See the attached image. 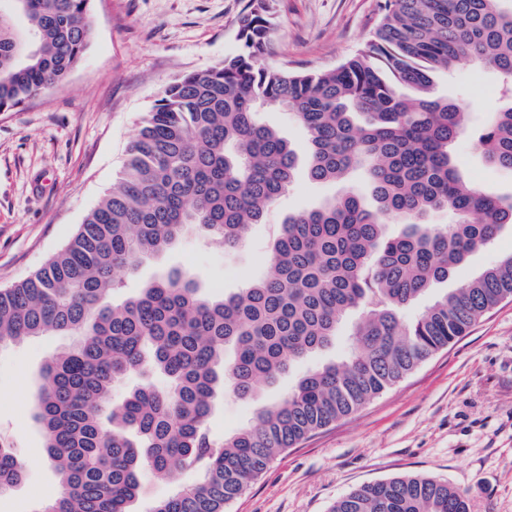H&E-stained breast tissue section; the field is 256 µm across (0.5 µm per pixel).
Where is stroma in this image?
<instances>
[{"instance_id": "1", "label": "stroma", "mask_w": 512, "mask_h": 512, "mask_svg": "<svg viewBox=\"0 0 512 512\" xmlns=\"http://www.w3.org/2000/svg\"><path fill=\"white\" fill-rule=\"evenodd\" d=\"M248 0H92L93 34L78 67L60 87L0 112V286L22 280L66 243L116 180L140 119L168 82L215 65L237 49ZM275 22L267 61L304 71L335 67L363 44L379 0H270ZM438 93L460 100L482 121L505 100L492 72L473 64L435 77ZM464 175L484 189L512 193V174L487 165L471 136L454 147ZM340 184L298 178L246 242L227 251L184 241L128 278L122 301L141 281L180 267L204 292H231L266 269L270 225L288 212L339 195ZM512 254L504 228L448 281L412 306L420 312ZM65 337L0 345V437L23 457L24 481L0 495V512H32L58 495V478L33 419L42 366ZM253 406L219 396L206 421L216 438L250 422ZM405 474L462 490L470 512H512V301H504L456 341L355 413L276 458L228 512H329L355 487Z\"/></svg>"}]
</instances>
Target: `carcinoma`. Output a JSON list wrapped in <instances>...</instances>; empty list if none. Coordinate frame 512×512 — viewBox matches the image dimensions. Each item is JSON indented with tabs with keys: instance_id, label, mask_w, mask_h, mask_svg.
Masks as SVG:
<instances>
[{
	"instance_id": "1",
	"label": "carcinoma",
	"mask_w": 512,
	"mask_h": 512,
	"mask_svg": "<svg viewBox=\"0 0 512 512\" xmlns=\"http://www.w3.org/2000/svg\"><path fill=\"white\" fill-rule=\"evenodd\" d=\"M0 10V112L63 85L92 36L91 0H11ZM26 19L17 29L12 15ZM275 24L248 0L235 53L158 93L112 191L71 241L29 277L0 289V344L56 333L68 345L40 371L36 420L59 495L32 512H131L148 471L197 479L150 512H226L283 452L347 417L512 298V255L409 316L470 254L512 224V194L463 178L453 146L469 113L433 75L479 65L512 92V0H384L350 59L297 72L265 63ZM267 106L304 131L308 163L258 120ZM476 149L512 172V105L489 113ZM365 174L353 189L278 225L264 276L229 295L203 294L169 268L121 302V278L186 239L243 244L302 175ZM445 213L449 222L425 221ZM404 228L391 233L388 225ZM361 312L342 356L300 375L278 401L270 382L336 342ZM146 377L116 402L115 383ZM254 406L222 440L206 427L217 393ZM0 439V492L24 479ZM331 512H469L465 493L405 475L366 483Z\"/></svg>"
}]
</instances>
